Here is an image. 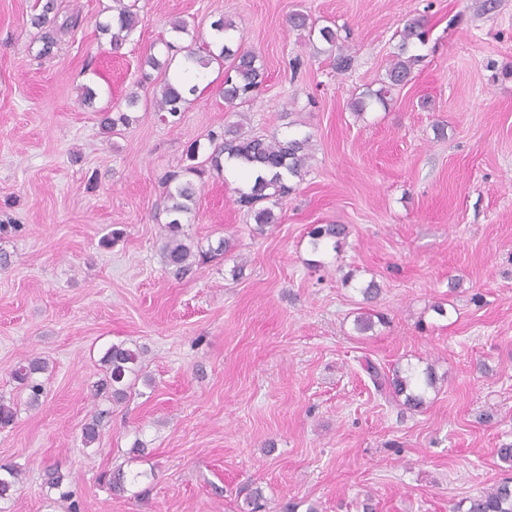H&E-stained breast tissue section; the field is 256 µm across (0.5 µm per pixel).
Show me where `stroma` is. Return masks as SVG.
Masks as SVG:
<instances>
[{"label": "stroma", "instance_id": "obj_1", "mask_svg": "<svg viewBox=\"0 0 512 512\" xmlns=\"http://www.w3.org/2000/svg\"><path fill=\"white\" fill-rule=\"evenodd\" d=\"M58 4L80 24L42 59L39 0H0V397L18 402L0 464L22 473L0 512H244L255 489L266 512H362L367 496L376 512H452L499 480L496 450L512 443V0H138L143 23L115 54L96 29L112 0ZM295 10L348 31L349 71L289 29ZM416 14L430 34L413 80L388 107L353 112ZM222 15L266 68L243 116L214 69L177 122L141 108L104 133L103 109L152 98L161 75L142 81L140 62L161 52L170 20L194 30L179 61ZM239 118L310 135L309 172L261 234L234 202L239 173L207 179L184 231L233 249L173 276L160 257L164 180L191 141ZM331 223L349 227L340 249L312 251L311 225ZM372 280L389 322L362 335ZM117 342L141 351L152 383H136L87 447L100 358ZM29 356L48 364L35 409L11 376ZM367 358L433 365L424 411L386 405ZM51 464L71 499L46 486ZM119 468L137 477L122 497L104 481Z\"/></svg>", "mask_w": 512, "mask_h": 512}]
</instances>
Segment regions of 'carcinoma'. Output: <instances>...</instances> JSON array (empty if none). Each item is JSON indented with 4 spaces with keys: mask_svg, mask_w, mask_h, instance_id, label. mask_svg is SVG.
<instances>
[{
    "mask_svg": "<svg viewBox=\"0 0 512 512\" xmlns=\"http://www.w3.org/2000/svg\"><path fill=\"white\" fill-rule=\"evenodd\" d=\"M112 15L98 23L103 35L109 36L110 49L117 51L141 25L143 18L135 5L126 0H112ZM56 0H45L41 11L30 19L31 25L43 30L39 38L37 56H55L58 43L46 25L56 22ZM293 30H306L337 51L336 70L344 72L351 66V58L344 53V46L338 30L330 25L320 28L309 23L308 15L295 11L288 17ZM236 23L224 16L211 23V40L205 50L190 49L186 52L180 70L171 74L173 58L159 60L156 55H147L142 66L153 70L164 68L166 72L156 85L151 106L166 121L180 116L185 111L188 96L197 92V84L189 79H199L217 65L224 68V83L221 94L228 111L236 112L251 102L253 93L265 79V68L255 52L234 46ZM429 34L424 17L406 20L400 31L398 52L389 61L385 78L378 89L355 98L353 109L363 112L370 104L387 107L395 90L405 86L414 78V67L420 56L412 53L419 45L426 44ZM140 96L132 92L124 100L125 110L116 113L107 110L101 114V127L107 133H115L120 126L130 123L128 112L139 107ZM311 158V137L278 136L258 134L238 121L224 127V133L208 138V145L192 141L186 149L187 164L181 170L169 174L165 179L162 212L168 221L162 225L163 243L161 259L165 269L176 277L185 275L193 265L212 261L229 250V240L222 237L216 245L203 248L185 234L181 218L191 212L197 193L205 185L204 178L212 173L222 174L225 163L234 162L244 168L258 169L254 183L237 190V203L246 209L247 215L256 225L255 231L262 233L276 222L273 207L280 204L294 190L293 181L303 180L308 173ZM349 234L345 224H314L308 231L313 250L328 246L338 249ZM384 322V316L374 311L358 313L354 329L360 333L374 330L376 324ZM140 352L124 342L111 344L100 358L105 368V379L98 385L99 390L111 394L116 404L124 402L139 378L136 370ZM364 369L373 386L385 400L401 409L418 411L426 403V390L435 388L436 374L432 365H427L419 376L410 368L397 366L385 371L367 359ZM47 371V362L40 357H28L18 364L12 373L13 379L29 391L28 404L39 405L45 393L44 382L39 375ZM109 411L99 409L82 427L85 445L95 443L99 427ZM21 487L20 471L12 465H0V499L12 498ZM453 512H512V477H504L477 495L459 502Z\"/></svg>",
    "mask_w": 512,
    "mask_h": 512,
    "instance_id": "carcinoma-1",
    "label": "carcinoma"
}]
</instances>
